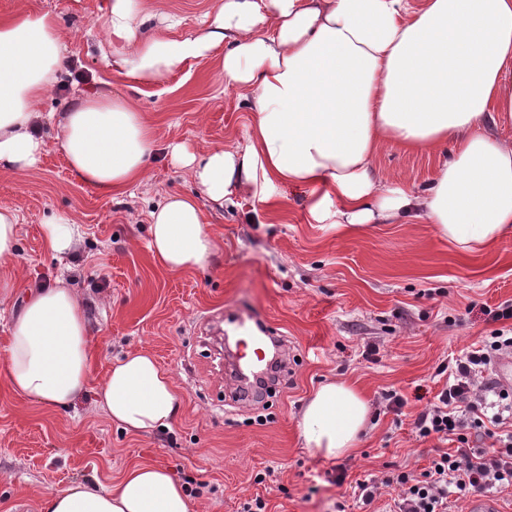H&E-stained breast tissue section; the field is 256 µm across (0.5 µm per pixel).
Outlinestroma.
Segmentation results:
<instances>
[{
    "label": "stroma",
    "mask_w": 512,
    "mask_h": 512,
    "mask_svg": "<svg viewBox=\"0 0 512 512\" xmlns=\"http://www.w3.org/2000/svg\"><path fill=\"white\" fill-rule=\"evenodd\" d=\"M222 0H142L159 34L198 33ZM51 13L66 59L92 76L91 87L138 100L155 130L158 151L141 187L111 198L75 180L54 136L42 161L22 174H0V205L19 210L18 289L62 279L89 305L92 377L101 380L124 353L142 350L170 371L179 399L171 429L132 435L119 429L87 393L74 408L53 411L14 395L0 370V512H42L49 490L72 481L118 480L136 463L169 469L191 492L193 512H241L262 497L267 512H386L395 492L381 488L356 504L357 481L402 468L422 472L438 442L416 437L413 423L434 402L439 375L466 347L512 319L486 308L512 304V234L491 250L468 254L439 240L432 225L371 224L347 232L304 219L306 190L288 191L285 211L252 222L254 202L236 198L206 210L224 247L203 271L158 267L147 243V213L168 193L193 185L172 165V142L202 151L244 140L251 100L227 87L219 61L188 62L158 83L134 87L106 67L103 0H30ZM439 157L395 143L377 154L389 181L419 186ZM69 214L81 243L54 258L44 241L51 214ZM264 320L288 339V374L270 406L233 403L222 334L243 316ZM356 383L373 420L355 455L324 458L303 444L298 416L309 394L330 380ZM405 401L387 409L385 393ZM264 481H257V474Z\"/></svg>",
    "instance_id": "stroma-1"
}]
</instances>
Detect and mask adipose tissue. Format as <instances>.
<instances>
[{
	"instance_id": "adipose-tissue-1",
	"label": "adipose tissue",
	"mask_w": 512,
	"mask_h": 512,
	"mask_svg": "<svg viewBox=\"0 0 512 512\" xmlns=\"http://www.w3.org/2000/svg\"><path fill=\"white\" fill-rule=\"evenodd\" d=\"M107 67L151 85L191 60L219 54L220 73L253 100L244 141L203 152L168 145L193 194L168 195L148 214L149 249L163 270L208 267L223 241L201 202L235 197L264 215L285 207L288 186L308 189L305 221L358 227L426 220L465 252L493 248L512 232V0H224L196 35L147 31L135 0H106ZM54 16L26 4L0 15V173L35 169L44 141L35 121L64 67ZM72 175L105 196L145 183L155 147L134 98L77 91L57 121ZM449 149L414 190L383 179V145ZM19 304L0 353L11 390L49 409L95 391L112 423L131 434L171 427L179 410L168 370L133 351L101 381L91 372L92 337L81 295L56 280L17 295L0 277V304ZM371 409L345 382L320 385L299 416L306 447L350 455ZM43 512H192L189 494L163 467L137 464L114 483L75 482L49 491Z\"/></svg>"
}]
</instances>
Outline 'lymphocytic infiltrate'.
I'll list each match as a JSON object with an SVG mask.
<instances>
[{"mask_svg":"<svg viewBox=\"0 0 512 512\" xmlns=\"http://www.w3.org/2000/svg\"><path fill=\"white\" fill-rule=\"evenodd\" d=\"M512 353V335L498 329L479 348L461 353L448 375L436 403L422 411L414 422L418 438L457 440L454 451H441L421 473L398 471L381 480H363L353 488L362 504H371L380 487L400 489L395 512H449L451 497H465L475 491L512 486V432L497 435L496 447L467 448L465 428L501 426L512 414V394L500 390L488 400L479 389L483 369L498 355Z\"/></svg>","mask_w":512,"mask_h":512,"instance_id":"1","label":"lymphocytic infiltrate"}]
</instances>
